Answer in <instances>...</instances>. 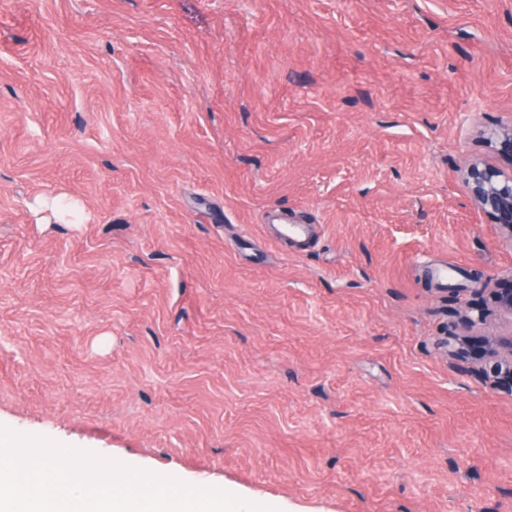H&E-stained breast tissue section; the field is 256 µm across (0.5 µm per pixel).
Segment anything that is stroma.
<instances>
[{
    "label": "stroma",
    "mask_w": 512,
    "mask_h": 512,
    "mask_svg": "<svg viewBox=\"0 0 512 512\" xmlns=\"http://www.w3.org/2000/svg\"><path fill=\"white\" fill-rule=\"evenodd\" d=\"M509 126L512 0H0V426L276 512H512V389L437 349L512 283L463 188Z\"/></svg>",
    "instance_id": "obj_1"
}]
</instances>
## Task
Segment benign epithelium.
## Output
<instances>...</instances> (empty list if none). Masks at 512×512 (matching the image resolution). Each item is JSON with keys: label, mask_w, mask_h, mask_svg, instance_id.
Returning a JSON list of instances; mask_svg holds the SVG:
<instances>
[{"label": "benign epithelium", "mask_w": 512, "mask_h": 512, "mask_svg": "<svg viewBox=\"0 0 512 512\" xmlns=\"http://www.w3.org/2000/svg\"><path fill=\"white\" fill-rule=\"evenodd\" d=\"M463 185L480 210L494 215L503 238L512 244V172L505 174L492 165L473 164L467 171ZM493 302L512 317V287L496 290ZM506 344L508 357L503 358L497 349L500 342L488 341L482 356L481 372L512 388V336L506 340ZM437 346L442 353L452 358L464 353V341L455 334L450 333L441 338Z\"/></svg>", "instance_id": "7a95c632"}]
</instances>
